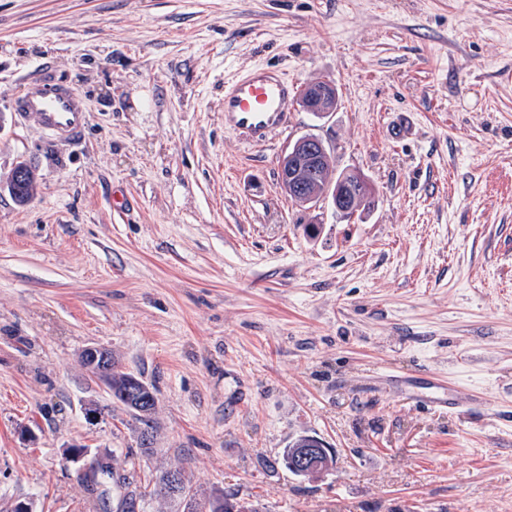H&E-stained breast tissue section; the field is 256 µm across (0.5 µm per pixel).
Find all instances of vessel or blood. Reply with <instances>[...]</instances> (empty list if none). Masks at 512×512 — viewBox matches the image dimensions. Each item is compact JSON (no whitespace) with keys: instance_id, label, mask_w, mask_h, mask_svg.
I'll use <instances>...</instances> for the list:
<instances>
[{"instance_id":"obj_1","label":"vessel or blood","mask_w":512,"mask_h":512,"mask_svg":"<svg viewBox=\"0 0 512 512\" xmlns=\"http://www.w3.org/2000/svg\"><path fill=\"white\" fill-rule=\"evenodd\" d=\"M298 93L296 81L276 66L248 70L224 87V126L241 140L267 143L287 130L291 122L289 103ZM15 110L20 118L33 119L50 135L80 138L84 128L86 106L83 98L52 79L28 84L17 98ZM383 388L400 389L421 403L456 411L461 402L457 389L445 379L423 373L416 377L386 374L380 379Z\"/></svg>"}]
</instances>
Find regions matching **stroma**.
<instances>
[{
	"label": "stroma",
	"instance_id": "1",
	"mask_svg": "<svg viewBox=\"0 0 512 512\" xmlns=\"http://www.w3.org/2000/svg\"><path fill=\"white\" fill-rule=\"evenodd\" d=\"M267 64L335 112L239 139L224 84ZM41 77L80 139L11 112ZM304 135L373 183L362 218L281 190ZM89 346L153 387L150 449ZM424 371L458 412L375 384ZM299 435L328 471L281 464ZM169 471L258 512H512V0H0V512H117ZM302 106L309 112H316L322 117L329 116L336 110L335 83L330 80L314 82L308 86Z\"/></svg>",
	"mask_w": 512,
	"mask_h": 512
}]
</instances>
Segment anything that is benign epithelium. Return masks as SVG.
I'll use <instances>...</instances> for the list:
<instances>
[{"instance_id":"1","label":"benign epithelium","mask_w":512,"mask_h":512,"mask_svg":"<svg viewBox=\"0 0 512 512\" xmlns=\"http://www.w3.org/2000/svg\"><path fill=\"white\" fill-rule=\"evenodd\" d=\"M302 106L309 112L326 117L336 110L335 83L330 80L314 82L308 86ZM333 154L325 143L314 135L301 136L290 144L279 162V185L288 191L300 205L314 207L327 202L340 215L358 211L368 199L369 179L360 171L345 172L336 179L319 181L325 163L332 162ZM84 365L97 375L107 387H112V369L105 350L91 346L82 352ZM312 446L294 449L292 467L298 475L325 471L329 454L316 438Z\"/></svg>"}]
</instances>
